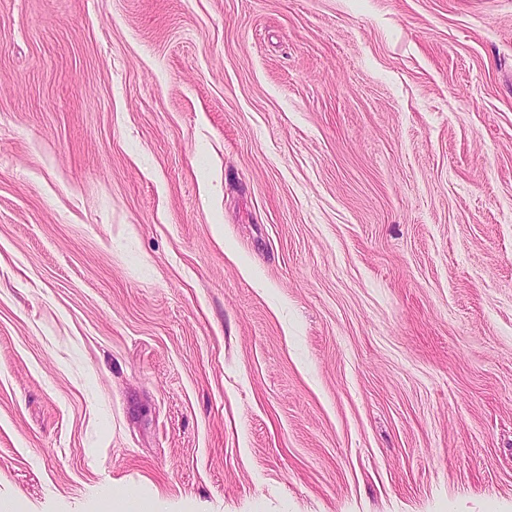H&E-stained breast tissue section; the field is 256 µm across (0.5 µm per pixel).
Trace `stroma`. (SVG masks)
<instances>
[{"mask_svg":"<svg viewBox=\"0 0 512 512\" xmlns=\"http://www.w3.org/2000/svg\"><path fill=\"white\" fill-rule=\"evenodd\" d=\"M512 512V0H0V502Z\"/></svg>","mask_w":512,"mask_h":512,"instance_id":"1","label":"stroma"}]
</instances>
